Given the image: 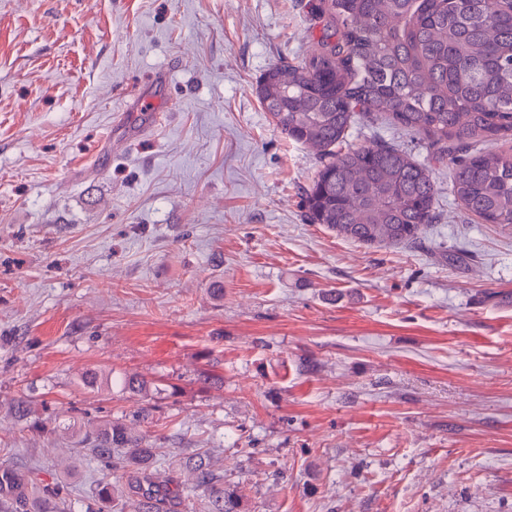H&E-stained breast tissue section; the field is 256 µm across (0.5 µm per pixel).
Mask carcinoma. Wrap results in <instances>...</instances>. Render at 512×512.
<instances>
[{
    "instance_id": "obj_1",
    "label": "carcinoma",
    "mask_w": 512,
    "mask_h": 512,
    "mask_svg": "<svg viewBox=\"0 0 512 512\" xmlns=\"http://www.w3.org/2000/svg\"><path fill=\"white\" fill-rule=\"evenodd\" d=\"M324 31L299 62H277L255 93L286 138L311 149L319 168L304 190L305 214L365 247L414 246L437 218L433 167L383 141L354 146L357 123L385 121L427 141L448 166V196L483 224L512 226V0H319ZM123 391L145 398L138 376ZM80 446L103 466L96 496L119 502L115 484L133 474L135 512H245L236 486L219 482L211 458L183 465L189 486L157 479L161 449L121 423L102 420ZM62 487L38 489L0 467V512H64Z\"/></svg>"
}]
</instances>
